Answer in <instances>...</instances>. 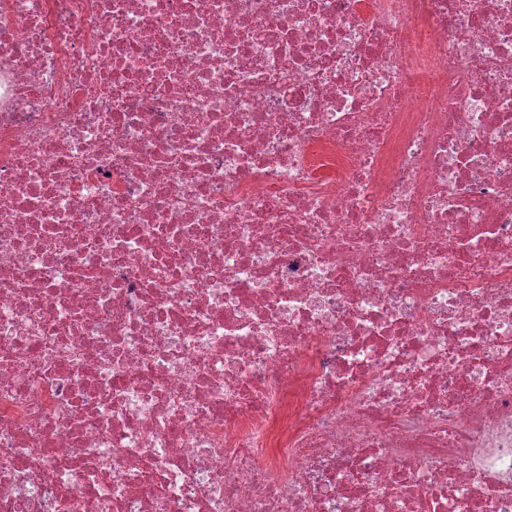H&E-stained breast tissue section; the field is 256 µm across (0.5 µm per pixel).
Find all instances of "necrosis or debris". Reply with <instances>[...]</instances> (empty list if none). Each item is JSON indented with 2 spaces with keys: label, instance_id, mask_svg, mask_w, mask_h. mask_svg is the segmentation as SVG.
<instances>
[{
  "label": "necrosis or debris",
  "instance_id": "1",
  "mask_svg": "<svg viewBox=\"0 0 512 512\" xmlns=\"http://www.w3.org/2000/svg\"><path fill=\"white\" fill-rule=\"evenodd\" d=\"M0 512H512V0H0Z\"/></svg>",
  "mask_w": 512,
  "mask_h": 512
}]
</instances>
